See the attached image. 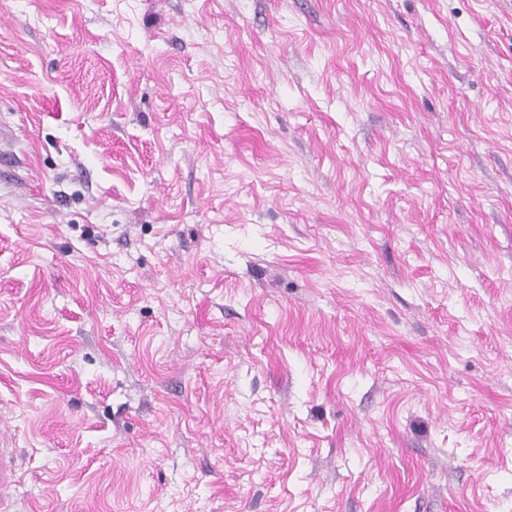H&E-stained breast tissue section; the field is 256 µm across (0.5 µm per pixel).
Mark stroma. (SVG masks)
Returning <instances> with one entry per match:
<instances>
[{
	"mask_svg": "<svg viewBox=\"0 0 512 512\" xmlns=\"http://www.w3.org/2000/svg\"><path fill=\"white\" fill-rule=\"evenodd\" d=\"M6 512H512V0H0Z\"/></svg>",
	"mask_w": 512,
	"mask_h": 512,
	"instance_id": "obj_1",
	"label": "stroma"
}]
</instances>
